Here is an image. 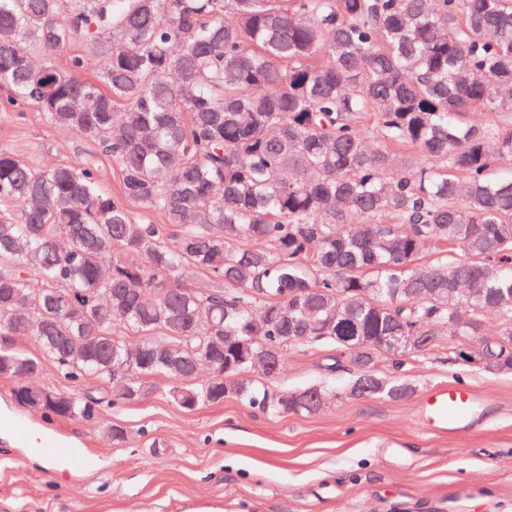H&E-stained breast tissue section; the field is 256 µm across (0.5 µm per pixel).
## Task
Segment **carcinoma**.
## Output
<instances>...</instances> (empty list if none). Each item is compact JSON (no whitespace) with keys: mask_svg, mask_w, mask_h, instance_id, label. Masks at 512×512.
Masks as SVG:
<instances>
[{"mask_svg":"<svg viewBox=\"0 0 512 512\" xmlns=\"http://www.w3.org/2000/svg\"><path fill=\"white\" fill-rule=\"evenodd\" d=\"M0 89L119 165L114 196L93 156L0 151V333L111 385L110 404L164 377L186 410L229 381L266 415H313L334 394L225 371L242 349L283 360L290 336L347 352L353 396L414 390L371 338L413 336L415 359L442 328L512 371V0H0ZM115 351L137 373L114 376ZM39 372L0 350L19 404L92 415Z\"/></svg>","mask_w":512,"mask_h":512,"instance_id":"carcinoma-1","label":"carcinoma"}]
</instances>
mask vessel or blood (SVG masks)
Wrapping results in <instances>:
<instances>
[{"label":"vessel or blood","instance_id":"obj_1","mask_svg":"<svg viewBox=\"0 0 512 512\" xmlns=\"http://www.w3.org/2000/svg\"><path fill=\"white\" fill-rule=\"evenodd\" d=\"M488 410L486 396L464 383L440 384L430 388L419 403L416 418L423 432L433 435L460 436L470 433L482 423ZM0 428L13 432L15 438L30 453L54 461L72 462L79 471L95 472L96 457L79 454L61 439L36 434L31 426L20 419L0 417Z\"/></svg>","mask_w":512,"mask_h":512}]
</instances>
